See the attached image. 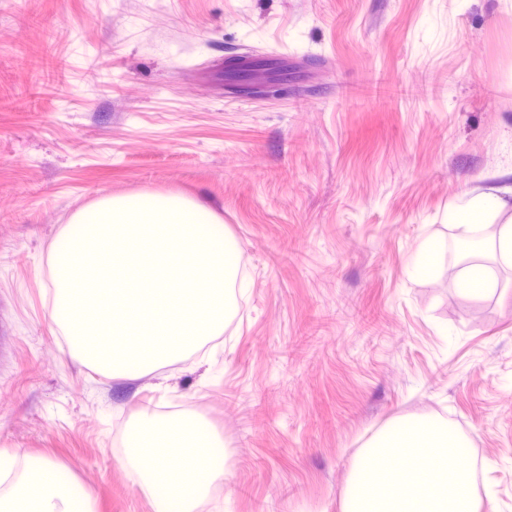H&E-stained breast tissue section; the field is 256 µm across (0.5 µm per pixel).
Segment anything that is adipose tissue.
Instances as JSON below:
<instances>
[{
	"instance_id": "adipose-tissue-1",
	"label": "adipose tissue",
	"mask_w": 512,
	"mask_h": 512,
	"mask_svg": "<svg viewBox=\"0 0 512 512\" xmlns=\"http://www.w3.org/2000/svg\"><path fill=\"white\" fill-rule=\"evenodd\" d=\"M490 215L481 196L451 214L463 248L481 245ZM127 446L119 463L132 484L150 496L155 512H194L228 472L223 439L202 421L142 417ZM461 449L439 420L392 422L354 462L341 512H479L467 476L453 464ZM0 512H95V507L68 467L33 457L8 499H0Z\"/></svg>"
}]
</instances>
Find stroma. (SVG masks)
<instances>
[{"mask_svg":"<svg viewBox=\"0 0 512 512\" xmlns=\"http://www.w3.org/2000/svg\"><path fill=\"white\" fill-rule=\"evenodd\" d=\"M264 57L281 95L225 85ZM511 186L512 0H0V495L36 455L96 512H153L117 461L148 413L224 432L195 512H341L360 451L430 416L481 512H512V268L448 220ZM142 191L207 206L238 250L224 333L167 392L101 374L48 314L62 229Z\"/></svg>","mask_w":512,"mask_h":512,"instance_id":"stroma-1","label":"stroma"}]
</instances>
